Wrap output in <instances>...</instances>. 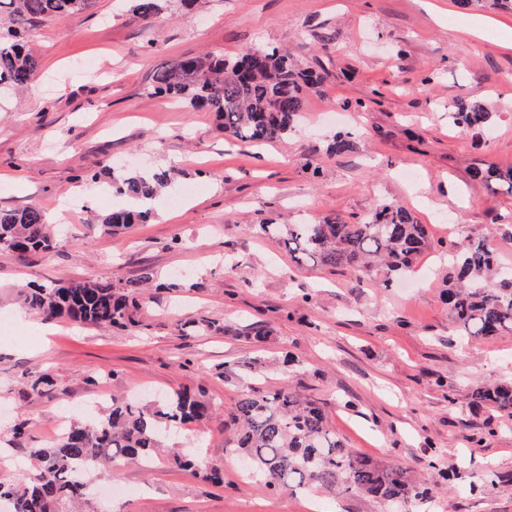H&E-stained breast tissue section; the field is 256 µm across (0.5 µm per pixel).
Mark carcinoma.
Segmentation results:
<instances>
[{"instance_id": "cac0c4a2", "label": "carcinoma", "mask_w": 512, "mask_h": 512, "mask_svg": "<svg viewBox=\"0 0 512 512\" xmlns=\"http://www.w3.org/2000/svg\"><path fill=\"white\" fill-rule=\"evenodd\" d=\"M457 3L512 12V0ZM91 4L92 0H0V93L26 90L36 80L37 59L27 46L31 33L56 18L80 14ZM132 12L153 19L160 12V0H133ZM324 75L325 69L303 67L290 51L277 47L252 48L231 58L207 52L180 56L159 68L153 76V94L216 113L227 140L272 143L288 138L304 112L307 94L322 83ZM454 108L452 118L458 125L479 129L489 119L482 104L461 101ZM357 137L354 132H338L328 151L350 152ZM174 174L173 169L160 168L112 177V190L125 197L129 207L96 215L92 223L115 234L146 220ZM471 178L485 183L494 195L500 188L512 194V167L476 166ZM258 228L285 245L297 263L347 267L360 282L380 267L395 276L412 268L430 238L428 225L418 223L394 202L350 220L262 222ZM64 246L38 206L0 210V250L51 252ZM448 260L447 302L461 335L470 339L512 330V275L503 271L491 244L483 238L452 243ZM154 280V272L145 269L139 282L131 284L89 278L38 286L25 294V303L48 319L66 316L85 325L127 328L138 324L137 285L148 287ZM54 385L48 372L24 371L18 380V399L26 402ZM202 394V389L197 395L179 391L151 406L114 399L90 420L72 419L52 446L29 449L36 466L28 483L0 481V508L62 512L68 504L84 503L90 473L113 465V451L148 460L172 432L215 416L216 405ZM471 401L512 417V380L474 389ZM227 417L232 432L229 448L247 461L260 484L270 490L362 495L389 506L400 500L423 502L433 493V488L423 486L408 471L382 465L346 447L328 427L321 407L288 388L253 389L235 402Z\"/></svg>"}]
</instances>
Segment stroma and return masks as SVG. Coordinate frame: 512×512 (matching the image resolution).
<instances>
[{
    "mask_svg": "<svg viewBox=\"0 0 512 512\" xmlns=\"http://www.w3.org/2000/svg\"><path fill=\"white\" fill-rule=\"evenodd\" d=\"M31 45L39 78L0 108V208L62 213L60 253L0 251V448L16 460L54 439L64 406L109 389L141 399L203 388L230 408L249 388L288 387L323 405L347 447L424 479L448 470V489L413 512H512V417L469 400L472 390L512 379V334L461 341L443 293L447 224L458 236H493L512 268V197L470 178L488 161L512 166V13L465 10L455 0H209L193 9L164 0L158 20L132 14L131 0L49 22ZM293 50L324 68L301 121L282 143L225 141L215 113L151 96L168 61L250 47ZM491 112L482 129L456 125V101ZM363 126L355 150L334 155L340 131ZM175 166L172 187L197 192L181 207H157L115 236L88 224L122 199L113 169ZM430 228L412 272L391 287L356 281L349 269L294 261L253 229L326 215H366L385 202ZM139 324L128 329L45 321L29 311L23 284L137 279ZM27 322H20L19 314ZM209 328L179 334L189 320ZM263 326L264 342L224 326ZM296 363L283 367L284 355ZM52 370L54 391L21 404L17 378ZM30 436L12 441L17 420ZM222 417L189 426L177 446L198 450L186 471L119 458L129 496H91L93 512H384L362 496L271 493L246 482ZM217 468L224 482L206 481ZM499 480L479 491L488 473Z\"/></svg>",
    "mask_w": 512,
    "mask_h": 512,
    "instance_id": "1",
    "label": "stroma"
}]
</instances>
